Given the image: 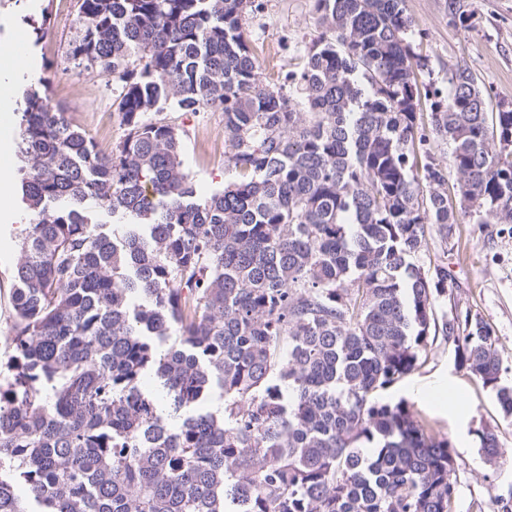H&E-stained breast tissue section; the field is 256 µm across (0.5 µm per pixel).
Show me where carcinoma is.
<instances>
[{
  "mask_svg": "<svg viewBox=\"0 0 512 512\" xmlns=\"http://www.w3.org/2000/svg\"><path fill=\"white\" fill-rule=\"evenodd\" d=\"M254 2L79 0L70 57L118 83L109 152L20 90L0 512H452L449 442L378 394L416 369L448 287L415 262L427 235L512 224V108L462 65L426 91L445 165L416 123L404 0H314L322 32L280 85L242 29ZM29 23L37 44L50 15ZM171 100L224 110L230 179L209 197L148 118ZM442 333L511 418L488 324ZM216 391L219 417L199 409ZM479 438L497 458L498 435Z\"/></svg>",
  "mask_w": 512,
  "mask_h": 512,
  "instance_id": "carcinoma-1",
  "label": "carcinoma"
}]
</instances>
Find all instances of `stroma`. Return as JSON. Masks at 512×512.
Returning a JSON list of instances; mask_svg holds the SVG:
<instances>
[{"mask_svg":"<svg viewBox=\"0 0 512 512\" xmlns=\"http://www.w3.org/2000/svg\"><path fill=\"white\" fill-rule=\"evenodd\" d=\"M242 20L243 30L265 75L283 80L298 70L318 35L313 0H259ZM470 18L453 19L448 0H404L412 21V47L426 62L420 86L444 88L448 74L469 66L490 95L491 106L512 105V0H462ZM50 9L52 27L34 41L26 18ZM78 25V0H16L0 10V41L19 44L29 59L20 76L7 78L0 59V136L16 138L14 110L20 86L38 84L103 151L125 137L116 114L110 72L75 67L68 48ZM158 120L182 136L184 169L200 195L224 187V112L204 106L194 112L176 104L157 112ZM25 205L14 197L10 219H0V336L11 324L12 272L20 259L18 239L24 229ZM425 272L442 266L448 288L436 294L438 318L472 313L491 327L504 359L502 382L512 385V224L462 221L448 237L431 234L417 256ZM380 401L404 403L429 435L448 440L453 450L456 497L453 512H512V421L504 419L492 389L461 368L447 336L430 337L417 368L383 391ZM495 430L500 454L487 462L479 451V434Z\"/></svg>","mask_w":512,"mask_h":512,"instance_id":"stroma-1","label":"stroma"}]
</instances>
